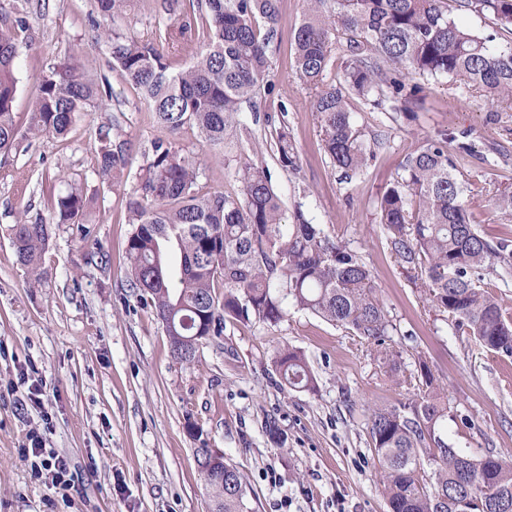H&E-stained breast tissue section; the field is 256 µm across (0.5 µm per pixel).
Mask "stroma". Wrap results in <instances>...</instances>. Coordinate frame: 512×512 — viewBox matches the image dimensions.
Instances as JSON below:
<instances>
[{"label":"stroma","instance_id":"stroma-1","mask_svg":"<svg viewBox=\"0 0 512 512\" xmlns=\"http://www.w3.org/2000/svg\"><path fill=\"white\" fill-rule=\"evenodd\" d=\"M158 0H134L124 31L153 37L168 15ZM302 0H282L281 39L257 96L242 121L248 135L230 134L222 153L192 128L173 135L175 146L198 162L202 192L237 194L236 163L252 143L286 209L302 205L312 223L361 252L400 335L401 371L424 359L452 404L474 425L449 424L448 439L472 455L497 449L512 455V358L486 351L458 335L426 301L391 255L373 202L405 156L442 129L465 136L478 153L457 159L463 201L472 224L495 241L512 234V214L492 200L512 188V101L494 103L458 80L425 84L416 115L385 112L356 98L358 124L386 135L375 160L345 179L325 152L311 110L312 93L293 67L291 36ZM93 0H32L30 45L17 62L14 111L29 118L37 75L83 51L107 77L113 98L93 108L65 137L43 136L0 155V512H210L211 502L194 451L220 449L242 473L254 512H386L373 468L367 409L412 395L383 368L375 347L349 330L297 308L277 323H224L223 335L180 364L153 309L128 288L125 259L132 231L125 201L153 142L164 137L153 112L109 66L98 42ZM119 119L133 144L123 183H103L96 160V130ZM287 130L297 169L282 167L275 142ZM66 171L96 197L87 243L56 229L45 266L49 283L26 285L11 242L24 208L43 207L45 180ZM87 252L105 261H87ZM414 333L413 341L402 338ZM302 351L317 378L310 393L284 385L273 364L277 349ZM44 381L38 407H23L26 379ZM47 447L66 454L77 479L63 499L34 478L20 450L31 429Z\"/></svg>","mask_w":512,"mask_h":512}]
</instances>
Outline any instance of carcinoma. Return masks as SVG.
<instances>
[{
    "mask_svg": "<svg viewBox=\"0 0 512 512\" xmlns=\"http://www.w3.org/2000/svg\"><path fill=\"white\" fill-rule=\"evenodd\" d=\"M133 0H95L101 17L97 39L109 44L112 68L141 96L157 123L174 135L197 129L209 147L224 146L242 126L244 108L256 107L269 74L270 49L280 35L281 0H161L173 19L166 41L202 40L189 65L175 68L161 39L141 38L107 21L123 18ZM467 11L490 16L505 34L501 45L456 22L445 0H305L292 33L294 68L312 90L325 152L345 178L366 169L382 135H366L353 121L350 97L383 107L387 94L398 110L415 112L423 100L419 80H462L491 98L512 97V0H459ZM29 0H15L13 15L0 17V153L42 136L63 137L99 104L100 78L82 54L50 67L38 78L26 128L15 121L16 64L27 44ZM346 41L342 81L325 83L334 46ZM279 162L298 167L295 147L282 131ZM475 145L446 130L408 154L399 173L376 200L386 242L398 265L413 274L431 307L455 330L484 349L512 357V317L502 299L483 287L491 275L512 274V240L495 243L471 224L464 184L454 174L457 154ZM130 141L118 121L97 133V165L112 186L131 164ZM236 195L198 189L195 160L165 138L154 141L127 201L125 258L128 287L150 305L166 330L171 356L193 362L203 342L224 334V319L276 323L288 305L351 330L376 346L390 370L400 367L389 347L397 326L379 297L360 252L333 239L301 207L286 221L268 170L239 157ZM94 196L70 182L49 185L44 211L20 212L12 245L30 288L48 284L44 255L52 228L66 226L78 242L90 234L85 217ZM222 283L224 298L215 293ZM275 367L291 389L315 392L316 377L301 351L280 349ZM417 393L397 405L369 409L373 462L388 512H512V461L492 450L481 456L448 442V421L464 427L473 417L450 406L445 388L420 358L410 373ZM218 512H252L246 483L231 463L224 486L210 485Z\"/></svg>",
    "mask_w": 512,
    "mask_h": 512,
    "instance_id": "obj_1",
    "label": "carcinoma"
}]
</instances>
